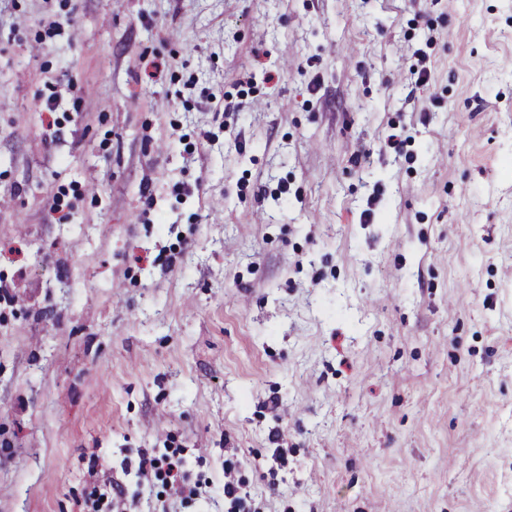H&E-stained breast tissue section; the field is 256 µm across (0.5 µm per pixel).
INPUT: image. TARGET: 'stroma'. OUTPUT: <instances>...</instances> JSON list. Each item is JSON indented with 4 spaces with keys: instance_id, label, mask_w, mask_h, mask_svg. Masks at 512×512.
<instances>
[{
    "instance_id": "1",
    "label": "stroma",
    "mask_w": 512,
    "mask_h": 512,
    "mask_svg": "<svg viewBox=\"0 0 512 512\" xmlns=\"http://www.w3.org/2000/svg\"><path fill=\"white\" fill-rule=\"evenodd\" d=\"M0 512H512V0H0Z\"/></svg>"
}]
</instances>
